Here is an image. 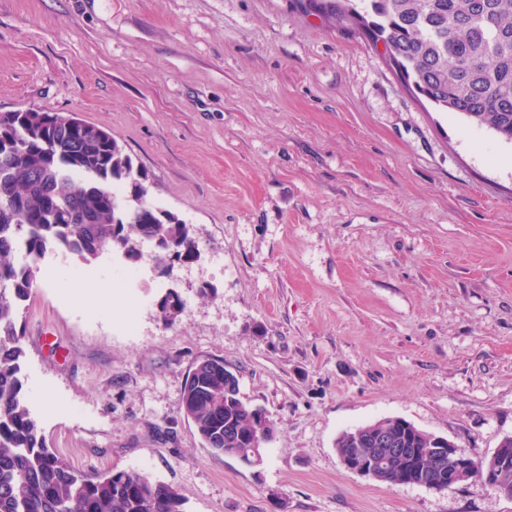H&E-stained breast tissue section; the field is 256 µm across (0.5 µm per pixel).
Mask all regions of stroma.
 <instances>
[{
	"instance_id": "35a3bbf8",
	"label": "stroma",
	"mask_w": 512,
	"mask_h": 512,
	"mask_svg": "<svg viewBox=\"0 0 512 512\" xmlns=\"http://www.w3.org/2000/svg\"><path fill=\"white\" fill-rule=\"evenodd\" d=\"M24 107L112 131L199 240L167 271L148 243L133 265L103 253L94 313L69 293L75 256L41 260L25 392L73 469L145 473L187 512H512L336 450L391 417L473 459L512 437L511 143L418 97L313 0H0V113ZM206 355L275 424L260 464L203 448L181 411Z\"/></svg>"
}]
</instances>
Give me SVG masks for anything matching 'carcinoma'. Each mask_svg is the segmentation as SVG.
<instances>
[{
    "mask_svg": "<svg viewBox=\"0 0 512 512\" xmlns=\"http://www.w3.org/2000/svg\"><path fill=\"white\" fill-rule=\"evenodd\" d=\"M321 7L382 42L416 94L512 143V0H326ZM144 181L145 171L103 127L74 129L56 112L0 113V512H187L176 490L146 474L76 472L48 448L23 392L19 311L49 251L63 248L90 264L112 250L136 263L148 241L158 259L197 257L192 225L148 203ZM126 187L129 200L116 193ZM21 250L23 263L16 260ZM159 311L172 324L184 307L167 298ZM181 410L217 455L245 448L241 436L260 426L238 377L224 376L218 357H201L189 370ZM387 427L398 447L424 452L386 470L382 482L403 484L404 469L448 482L450 464L436 466L425 452L430 441L399 418ZM374 431L371 424L345 431L336 448H367Z\"/></svg>",
    "mask_w": 512,
    "mask_h": 512,
    "instance_id": "cac0c4a2",
    "label": "carcinoma"
}]
</instances>
